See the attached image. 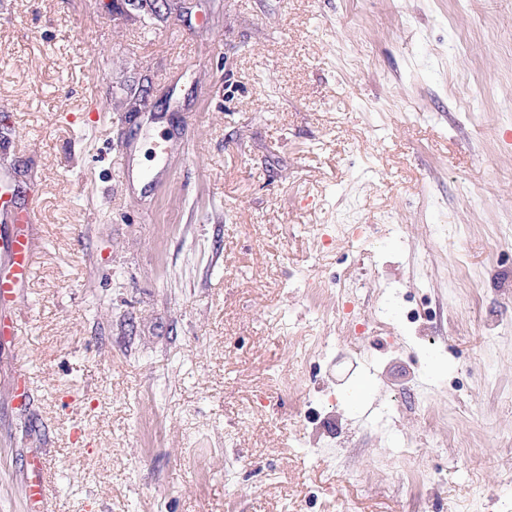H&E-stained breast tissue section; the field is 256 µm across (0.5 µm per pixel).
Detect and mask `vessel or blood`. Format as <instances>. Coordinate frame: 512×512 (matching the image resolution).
I'll return each mask as SVG.
<instances>
[{
  "label": "vessel or blood",
  "mask_w": 512,
  "mask_h": 512,
  "mask_svg": "<svg viewBox=\"0 0 512 512\" xmlns=\"http://www.w3.org/2000/svg\"><path fill=\"white\" fill-rule=\"evenodd\" d=\"M12 182L11 176L0 172V331L8 333L15 329L9 306L33 265L32 227L37 221L35 204L17 205L6 194ZM24 492L30 512H43L46 488L39 459L29 464Z\"/></svg>",
  "instance_id": "1"
}]
</instances>
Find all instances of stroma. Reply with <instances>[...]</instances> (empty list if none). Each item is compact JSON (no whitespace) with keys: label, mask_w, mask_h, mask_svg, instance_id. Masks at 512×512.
Here are the masks:
<instances>
[{"label":"stroma","mask_w":512,"mask_h":512,"mask_svg":"<svg viewBox=\"0 0 512 512\" xmlns=\"http://www.w3.org/2000/svg\"><path fill=\"white\" fill-rule=\"evenodd\" d=\"M170 4L0 0V512H512V0ZM13 178L0 169V331L11 333L14 320L8 311L19 288L27 281L33 261L32 227L37 222L36 203L18 206L3 189ZM28 508L31 512H43L46 497L43 469L40 460L33 457L27 468V480L24 488Z\"/></svg>","instance_id":"1"}]
</instances>
